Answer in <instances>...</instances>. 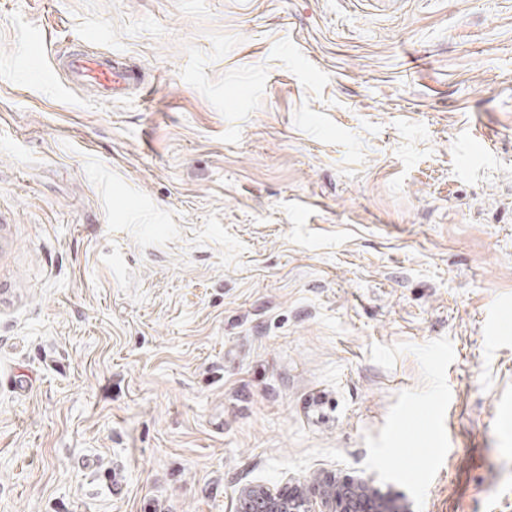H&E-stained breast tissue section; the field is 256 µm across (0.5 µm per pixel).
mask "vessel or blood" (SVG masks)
I'll return each mask as SVG.
<instances>
[{
    "instance_id": "1",
    "label": "vessel or blood",
    "mask_w": 512,
    "mask_h": 512,
    "mask_svg": "<svg viewBox=\"0 0 512 512\" xmlns=\"http://www.w3.org/2000/svg\"><path fill=\"white\" fill-rule=\"evenodd\" d=\"M55 64L64 75L66 89L93 87L99 99L106 103L128 93L139 82L136 71L109 54L69 51L57 56Z\"/></svg>"
}]
</instances>
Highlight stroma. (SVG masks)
Here are the masks:
<instances>
[{"label": "stroma", "instance_id": "obj_1", "mask_svg": "<svg viewBox=\"0 0 512 512\" xmlns=\"http://www.w3.org/2000/svg\"><path fill=\"white\" fill-rule=\"evenodd\" d=\"M356 478L512 512V0H0V512ZM55 64L64 74L66 89L91 86L99 99L106 103H112V98L128 93L140 80L136 71L120 64L112 53L68 51L57 56Z\"/></svg>", "mask_w": 512, "mask_h": 512}]
</instances>
